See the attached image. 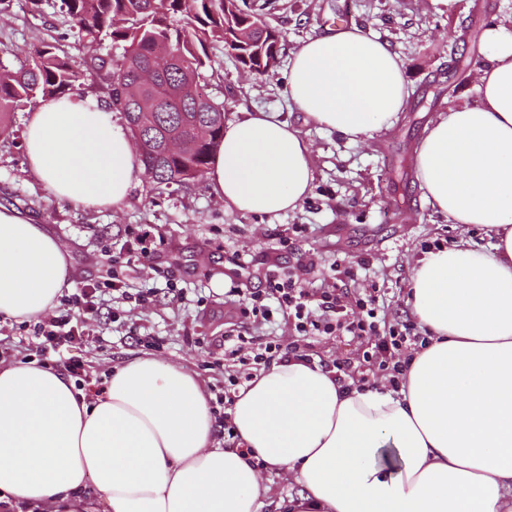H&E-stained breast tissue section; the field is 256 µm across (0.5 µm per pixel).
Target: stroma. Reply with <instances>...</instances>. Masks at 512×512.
<instances>
[{
	"mask_svg": "<svg viewBox=\"0 0 512 512\" xmlns=\"http://www.w3.org/2000/svg\"><path fill=\"white\" fill-rule=\"evenodd\" d=\"M256 11L281 32L290 55L308 38L337 23L357 25L400 54L411 89L406 109L390 130L352 143L319 129L298 112L287 94L288 65L265 76L243 74L222 43L206 46L209 95L224 103V119L244 112H273L311 144L314 179L298 208L276 216L229 212L207 177L190 186L143 177L118 207L92 208L55 198L31 173L23 148L0 136V205L31 217L63 244L70 283L102 280L140 234L162 240L158 250L132 261L128 298L103 290L90 321L83 357L92 376L150 355L199 374L210 394L224 390V369L212 365L209 350L224 341L233 302L224 291L233 283L264 285L270 265L292 267L302 255L317 264L309 279L323 286L336 258L368 259L355 289L380 288L386 321L412 318L407 292L425 244L450 247L459 240L488 247L482 228L448 223L427 201L412 165L427 123L448 105L476 100V70L483 62L484 30L512 23V0H256ZM53 44L84 70V93L103 97L102 76L86 68L91 55L115 58L110 39L87 47L58 9H31L28 0L0 7V63L15 65L45 44ZM290 247H282L283 239ZM184 288L172 301L167 283ZM153 289L151 304L136 305L132 294ZM366 341L348 336H313L308 354L325 362L359 363Z\"/></svg>",
	"mask_w": 512,
	"mask_h": 512,
	"instance_id": "1",
	"label": "stroma"
}]
</instances>
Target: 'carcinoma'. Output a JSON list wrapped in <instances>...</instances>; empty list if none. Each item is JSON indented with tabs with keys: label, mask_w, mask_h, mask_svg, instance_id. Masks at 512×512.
<instances>
[{
	"label": "carcinoma",
	"mask_w": 512,
	"mask_h": 512,
	"mask_svg": "<svg viewBox=\"0 0 512 512\" xmlns=\"http://www.w3.org/2000/svg\"><path fill=\"white\" fill-rule=\"evenodd\" d=\"M88 46L107 37L123 46L119 59L90 57L105 71L112 110L126 121L145 173L165 185L185 186L202 176L224 137V103L202 87L209 58L206 44L223 43L224 53L253 75L278 67L281 35L268 25L252 42L238 33L254 24L239 0H59ZM82 70L64 51L47 45L17 66L0 63V135L12 129L6 117L38 97H62L81 85Z\"/></svg>",
	"instance_id": "cac0c4a2"
}]
</instances>
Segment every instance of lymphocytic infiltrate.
Here are the masks:
<instances>
[{"mask_svg": "<svg viewBox=\"0 0 512 512\" xmlns=\"http://www.w3.org/2000/svg\"><path fill=\"white\" fill-rule=\"evenodd\" d=\"M366 260H334L329 270L338 277V284L324 288L307 285L315 269L312 260H301L295 271L272 270L265 275L264 287L244 290L230 288V295L240 300L239 313L253 323H270L277 317L287 318L296 335L295 342L282 344L271 338L246 336L244 331L232 329L224 341V394L218 404L224 411L221 418L225 434H233L230 410L238 387L250 382L261 368L290 360L309 361L298 340L307 336L372 337L373 344L364 351L363 360L370 371L383 375L392 388H399L406 361L402 351L424 348L428 340L420 335L414 322L387 323L380 315L377 289L371 288L353 294L341 288L344 280L356 279ZM96 285L81 286L78 293L61 298L48 317L34 326L35 355L39 366H62L86 397L99 395L91 375L85 368L80 353L83 333L78 323L83 315H95Z\"/></svg>", "mask_w": 512, "mask_h": 512, "instance_id": "1", "label": "lymphocytic infiltrate"}]
</instances>
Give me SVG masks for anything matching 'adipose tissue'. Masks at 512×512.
I'll return each instance as SVG.
<instances>
[{"instance_id": "adipose-tissue-1", "label": "adipose tissue", "mask_w": 512, "mask_h": 512, "mask_svg": "<svg viewBox=\"0 0 512 512\" xmlns=\"http://www.w3.org/2000/svg\"><path fill=\"white\" fill-rule=\"evenodd\" d=\"M479 96L438 113L413 164L453 224L492 243L428 252L411 276L428 343L399 389L345 388L320 366L278 363L239 389V445H215L197 374L154 357L113 369L93 399L63 372L0 366V502L19 512H512V26L483 34ZM400 55L356 25L289 58L288 98L351 141L391 129L410 91ZM31 171L59 199L121 205L144 173L107 103L75 90L38 99L24 135ZM207 179L230 212L296 209L311 145L270 112L228 122ZM69 279L61 243L0 206V318L44 316ZM398 458L380 473L383 449ZM300 490L273 499L262 469Z\"/></svg>"}]
</instances>
